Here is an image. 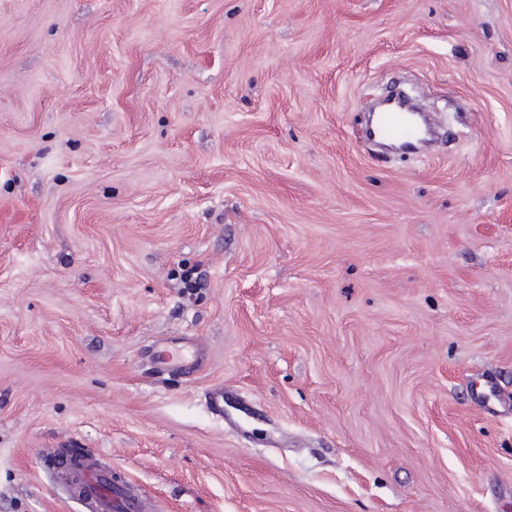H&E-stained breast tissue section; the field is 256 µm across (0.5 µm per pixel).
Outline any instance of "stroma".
<instances>
[{"mask_svg":"<svg viewBox=\"0 0 512 512\" xmlns=\"http://www.w3.org/2000/svg\"><path fill=\"white\" fill-rule=\"evenodd\" d=\"M1 204L0 512H512V0H0ZM376 132L384 141L404 144L418 142L422 135L420 126L409 121L407 114L398 107L386 110L379 107ZM472 397L473 403L487 414L512 416V399L499 394L491 386L475 383L472 388ZM72 456L79 463L74 478L83 490V495L76 498L89 512H148L140 494L128 488L112 487L110 472L97 468L89 456L80 450Z\"/></svg>","mask_w":512,"mask_h":512,"instance_id":"obj_1","label":"stroma"}]
</instances>
